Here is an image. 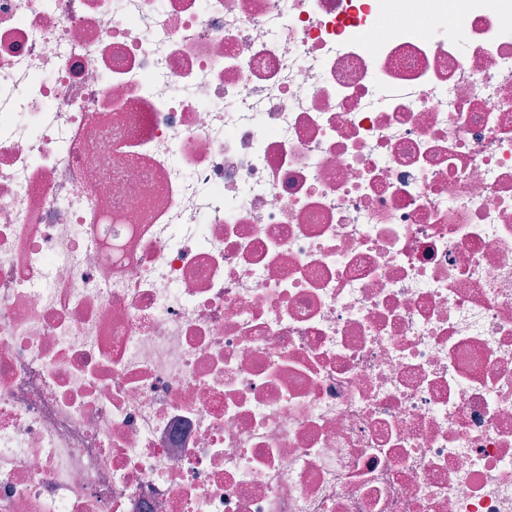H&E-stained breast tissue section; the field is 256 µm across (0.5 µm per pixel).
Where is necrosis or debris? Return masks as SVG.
<instances>
[{
    "instance_id": "1",
    "label": "necrosis or debris",
    "mask_w": 512,
    "mask_h": 512,
    "mask_svg": "<svg viewBox=\"0 0 512 512\" xmlns=\"http://www.w3.org/2000/svg\"><path fill=\"white\" fill-rule=\"evenodd\" d=\"M0 512H512V0H0Z\"/></svg>"
}]
</instances>
